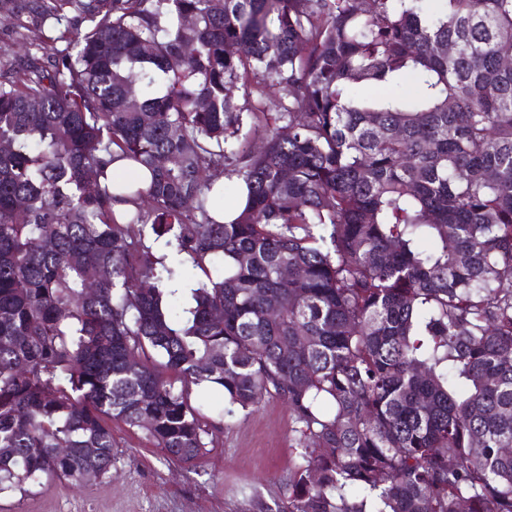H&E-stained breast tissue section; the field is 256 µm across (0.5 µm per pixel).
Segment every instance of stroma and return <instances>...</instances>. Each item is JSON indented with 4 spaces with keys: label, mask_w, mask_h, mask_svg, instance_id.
<instances>
[{
    "label": "stroma",
    "mask_w": 512,
    "mask_h": 512,
    "mask_svg": "<svg viewBox=\"0 0 512 512\" xmlns=\"http://www.w3.org/2000/svg\"><path fill=\"white\" fill-rule=\"evenodd\" d=\"M112 434L111 476L1 497L0 512H276L288 495L296 444L282 400H267L225 425L191 464L167 459L124 424H113Z\"/></svg>",
    "instance_id": "1"
}]
</instances>
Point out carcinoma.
Segmentation results:
<instances>
[{"label":"carcinoma","instance_id":"cac0c4a2","mask_svg":"<svg viewBox=\"0 0 512 512\" xmlns=\"http://www.w3.org/2000/svg\"><path fill=\"white\" fill-rule=\"evenodd\" d=\"M0 13V495L107 475L114 421L192 463L276 398L279 512H512V0ZM118 158L151 182L117 212Z\"/></svg>","mask_w":512,"mask_h":512}]
</instances>
